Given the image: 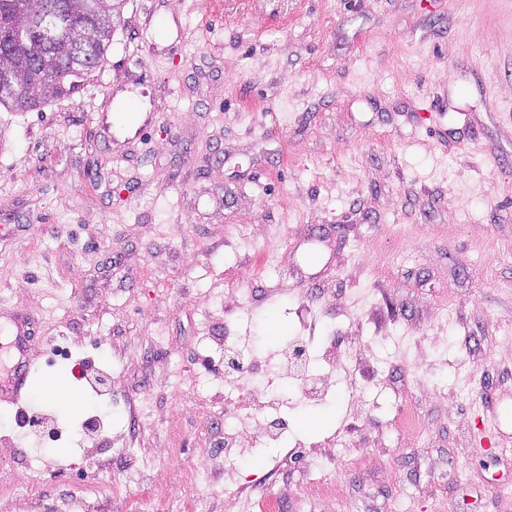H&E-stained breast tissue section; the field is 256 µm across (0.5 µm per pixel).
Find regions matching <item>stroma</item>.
<instances>
[{
  "mask_svg": "<svg viewBox=\"0 0 512 512\" xmlns=\"http://www.w3.org/2000/svg\"><path fill=\"white\" fill-rule=\"evenodd\" d=\"M120 90L147 137L97 136ZM10 314L33 364L0 464L41 476L0 512H138L133 465L159 508L254 512L307 473L299 512H512V0H121L72 93L0 109V337ZM296 338L346 354L323 404L279 378ZM280 487L266 486L258 493V507L261 512H285L283 498Z\"/></svg>",
  "mask_w": 512,
  "mask_h": 512,
  "instance_id": "1",
  "label": "stroma"
}]
</instances>
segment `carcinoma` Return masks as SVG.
<instances>
[{
    "mask_svg": "<svg viewBox=\"0 0 512 512\" xmlns=\"http://www.w3.org/2000/svg\"><path fill=\"white\" fill-rule=\"evenodd\" d=\"M116 0H0V81L25 88L0 94V107L28 112L60 97L103 62Z\"/></svg>",
    "mask_w": 512,
    "mask_h": 512,
    "instance_id": "cac0c4a2",
    "label": "carcinoma"
}]
</instances>
